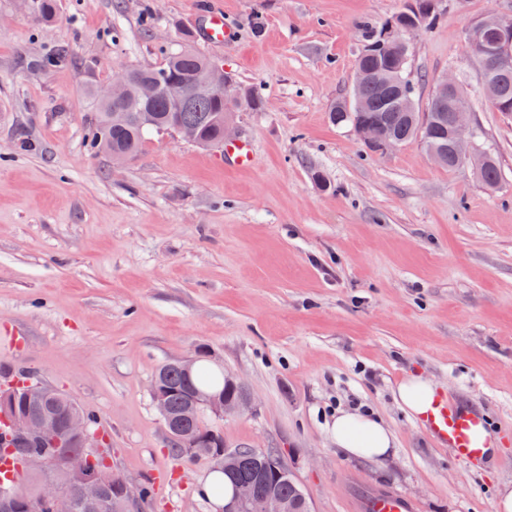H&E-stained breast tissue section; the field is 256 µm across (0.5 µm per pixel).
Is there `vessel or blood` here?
I'll return each mask as SVG.
<instances>
[{
    "mask_svg": "<svg viewBox=\"0 0 512 512\" xmlns=\"http://www.w3.org/2000/svg\"><path fill=\"white\" fill-rule=\"evenodd\" d=\"M204 42L220 43L230 29L224 10L211 7L200 15ZM423 428L450 448L455 458L470 467H478L486 458L485 446L478 431L484 427L481 413L462 405L457 399L442 395L421 419ZM353 512H416V504L393 489H374L360 494L352 501Z\"/></svg>",
    "mask_w": 512,
    "mask_h": 512,
    "instance_id": "obj_1",
    "label": "vessel or blood"
}]
</instances>
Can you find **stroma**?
I'll list each match as a JSON object with an SVG mask.
<instances>
[{
	"mask_svg": "<svg viewBox=\"0 0 512 512\" xmlns=\"http://www.w3.org/2000/svg\"><path fill=\"white\" fill-rule=\"evenodd\" d=\"M205 2L58 0L44 25L0 0V362L97 412L115 470L153 485L141 512H212L210 464L172 456L151 398L158 368L195 354L251 397L214 419L226 445L282 451L311 512H348L375 487L419 512H496L512 483V116L486 100L465 31L512 0H442L410 38L419 114L436 79L455 81L494 190L421 141L373 152L329 119L359 22L411 0H220L230 37L193 44L265 100L237 114L251 165L157 131L113 165L88 141V85L163 67ZM61 46L71 66L28 67ZM411 373L486 415L499 450L481 469L396 402ZM340 409L377 413L392 454L340 452Z\"/></svg>",
	"mask_w": 512,
	"mask_h": 512,
	"instance_id": "35a3bbf8",
	"label": "stroma"
}]
</instances>
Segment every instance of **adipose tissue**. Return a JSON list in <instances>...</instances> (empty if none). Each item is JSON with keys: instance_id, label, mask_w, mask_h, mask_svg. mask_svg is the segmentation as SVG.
Wrapping results in <instances>:
<instances>
[{"instance_id": "ef3b65f1", "label": "adipose tissue", "mask_w": 512, "mask_h": 512, "mask_svg": "<svg viewBox=\"0 0 512 512\" xmlns=\"http://www.w3.org/2000/svg\"><path fill=\"white\" fill-rule=\"evenodd\" d=\"M437 396L436 386L420 374H410L395 390L400 406L414 418H421ZM338 448L351 457L381 461L390 454L391 430L372 413H338L330 426Z\"/></svg>"}]
</instances>
